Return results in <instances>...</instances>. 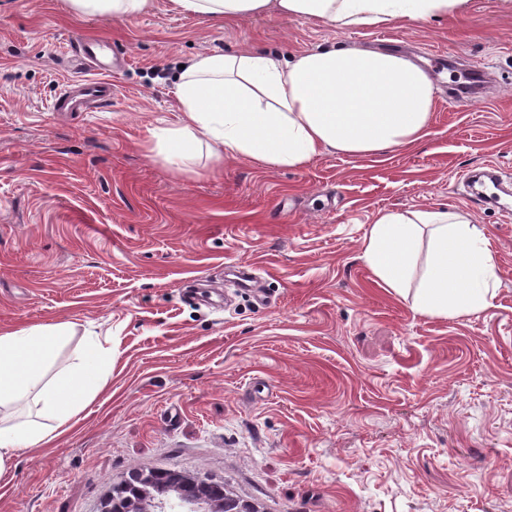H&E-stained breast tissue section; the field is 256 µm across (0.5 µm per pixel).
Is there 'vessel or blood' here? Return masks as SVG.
<instances>
[{
  "mask_svg": "<svg viewBox=\"0 0 512 512\" xmlns=\"http://www.w3.org/2000/svg\"><path fill=\"white\" fill-rule=\"evenodd\" d=\"M108 42L90 39L76 41L72 50L88 71V76L73 78L63 83L54 99L53 107L59 112H92L102 108L112 98V85L108 77L112 71L105 53Z\"/></svg>",
  "mask_w": 512,
  "mask_h": 512,
  "instance_id": "b4317fda",
  "label": "vessel or blood"
}]
</instances>
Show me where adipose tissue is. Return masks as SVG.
<instances>
[{"label":"adipose tissue","instance_id":"ef3b65f1","mask_svg":"<svg viewBox=\"0 0 512 512\" xmlns=\"http://www.w3.org/2000/svg\"><path fill=\"white\" fill-rule=\"evenodd\" d=\"M178 12L224 22L246 15L305 18L337 28L387 26L463 11L466 0H171ZM178 126L155 136L167 159L199 147L296 169L324 152L382 154L429 134L436 98L428 73L403 55L371 48H314L290 54L245 49L196 55L177 76ZM362 259L378 283L412 294L415 310L448 317L488 308L496 264L485 228L462 209L380 213ZM63 324L0 333V476L21 451L55 442L95 396L112 362Z\"/></svg>","mask_w":512,"mask_h":512}]
</instances>
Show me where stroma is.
Wrapping results in <instances>:
<instances>
[{"instance_id":"1","label":"stroma","mask_w":512,"mask_h":512,"mask_svg":"<svg viewBox=\"0 0 512 512\" xmlns=\"http://www.w3.org/2000/svg\"><path fill=\"white\" fill-rule=\"evenodd\" d=\"M84 37L125 56L112 101L52 111ZM380 42L436 87L417 147L298 169L153 150L179 123L183 60ZM473 67L482 83L456 98ZM489 165L512 180V0L343 30L0 0V331L68 324L60 368L92 331L112 351L70 432L0 478V512H101L150 469L225 482L255 512H512V219L465 185ZM445 205L495 252L477 314L415 311L361 257L379 213ZM245 264L251 289L227 273Z\"/></svg>"}]
</instances>
